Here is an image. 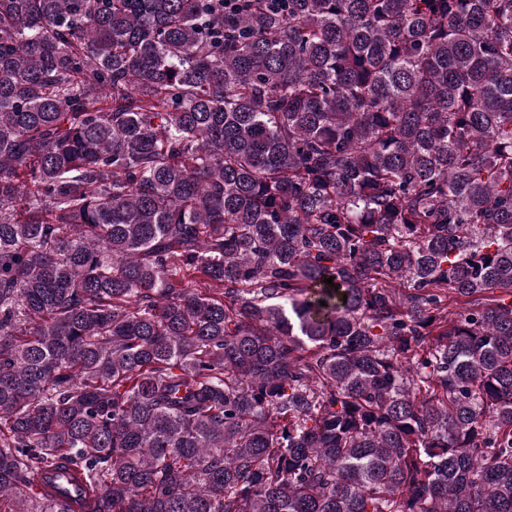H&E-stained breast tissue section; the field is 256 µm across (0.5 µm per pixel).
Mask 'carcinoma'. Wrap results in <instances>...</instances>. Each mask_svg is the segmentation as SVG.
Returning <instances> with one entry per match:
<instances>
[{"instance_id":"cac0c4a2","label":"carcinoma","mask_w":512,"mask_h":512,"mask_svg":"<svg viewBox=\"0 0 512 512\" xmlns=\"http://www.w3.org/2000/svg\"><path fill=\"white\" fill-rule=\"evenodd\" d=\"M49 467L512 512V0H0L6 512Z\"/></svg>"}]
</instances>
